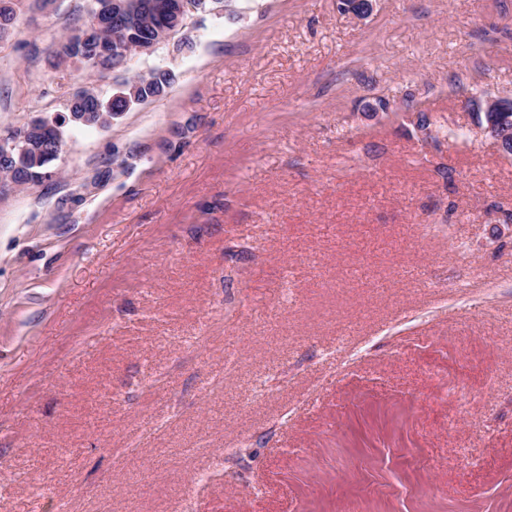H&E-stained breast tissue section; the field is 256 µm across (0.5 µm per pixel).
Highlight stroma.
<instances>
[{
    "label": "stroma",
    "mask_w": 512,
    "mask_h": 512,
    "mask_svg": "<svg viewBox=\"0 0 512 512\" xmlns=\"http://www.w3.org/2000/svg\"><path fill=\"white\" fill-rule=\"evenodd\" d=\"M86 7L18 0L0 134ZM153 70L0 186V512H512V0H213ZM170 80V74L167 72H152L148 76L140 75L136 79L122 84L108 99L105 97L102 98L96 92L98 90L94 86L80 89L77 93L71 94L68 100L67 112L69 113L71 109L78 111L80 108L81 105L75 100L77 95L98 99L100 109L97 112H86L89 116L84 123L77 122L75 125L70 126H75V128H92L98 125L104 126L108 124L112 118L117 117L121 112H125L124 99L121 97L113 99L115 95L121 94L128 97L130 101H133L135 97L141 102H145L163 95L165 89L170 85ZM68 113L67 115H69ZM512 110V98L504 97L494 100H487L479 106V112L484 114V120L478 123V128L481 133L492 138L502 152L509 154L512 152L508 140V132L505 130V117L504 114ZM54 138L52 131H48L32 142L27 152L25 168L14 172L12 183L25 185L40 182L42 180H39L38 176L45 172L47 173L43 175V179L51 177L48 166L58 157V154H54L52 150Z\"/></svg>",
    "instance_id": "stroma-1"
}]
</instances>
